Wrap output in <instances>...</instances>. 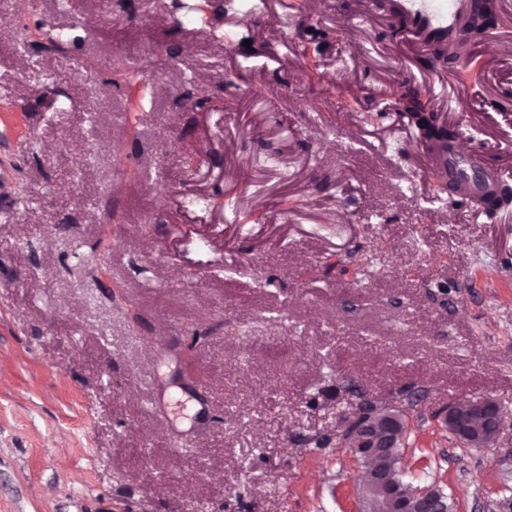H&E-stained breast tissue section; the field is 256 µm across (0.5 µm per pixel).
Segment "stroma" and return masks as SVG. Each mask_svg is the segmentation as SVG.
Here are the masks:
<instances>
[{
    "label": "stroma",
    "mask_w": 512,
    "mask_h": 512,
    "mask_svg": "<svg viewBox=\"0 0 512 512\" xmlns=\"http://www.w3.org/2000/svg\"><path fill=\"white\" fill-rule=\"evenodd\" d=\"M182 2L0 0V512H358L366 404L512 512V207L437 198L393 94L512 179V0L459 73L359 0ZM478 397L491 448L436 417Z\"/></svg>",
    "instance_id": "1"
}]
</instances>
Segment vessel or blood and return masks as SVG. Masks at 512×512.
Masks as SVG:
<instances>
[{
    "label": "vessel or blood",
    "instance_id": "obj_1",
    "mask_svg": "<svg viewBox=\"0 0 512 512\" xmlns=\"http://www.w3.org/2000/svg\"><path fill=\"white\" fill-rule=\"evenodd\" d=\"M485 0H361L364 13H382L398 24L402 35L419 54L439 56L440 67L456 71L468 63L469 46L462 39L465 25L479 15ZM425 173L448 189L449 199L487 212L508 185L500 167L487 164L477 152L463 154L456 146L426 143L421 147Z\"/></svg>",
    "mask_w": 512,
    "mask_h": 512
}]
</instances>
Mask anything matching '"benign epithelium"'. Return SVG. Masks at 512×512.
I'll return each mask as SVG.
<instances>
[{
	"instance_id": "obj_1",
	"label": "benign epithelium",
	"mask_w": 512,
	"mask_h": 512,
	"mask_svg": "<svg viewBox=\"0 0 512 512\" xmlns=\"http://www.w3.org/2000/svg\"><path fill=\"white\" fill-rule=\"evenodd\" d=\"M404 416L400 407L370 405L359 411L341 437V445L363 468V512H378L382 504L387 512H448V497L438 486L413 489L400 478V457L391 449L405 445ZM440 418L448 433L476 448L494 446L504 425L500 407L490 397L450 402Z\"/></svg>"
}]
</instances>
